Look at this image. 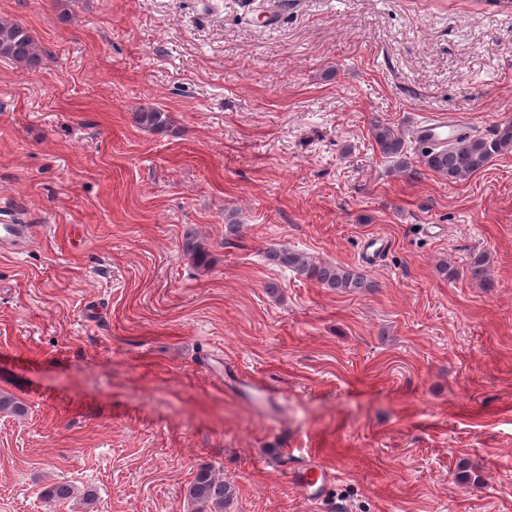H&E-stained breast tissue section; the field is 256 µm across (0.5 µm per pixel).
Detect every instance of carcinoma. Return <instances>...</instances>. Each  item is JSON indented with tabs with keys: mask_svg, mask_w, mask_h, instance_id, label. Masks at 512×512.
I'll return each instance as SVG.
<instances>
[{
	"mask_svg": "<svg viewBox=\"0 0 512 512\" xmlns=\"http://www.w3.org/2000/svg\"><path fill=\"white\" fill-rule=\"evenodd\" d=\"M39 56L37 42L22 24L0 20V58L16 64L33 65ZM135 121L151 131H161L171 125L168 113L157 108H146L136 113ZM371 136L379 152L394 162L395 170L410 177L420 175V171L425 169L457 182L484 169L495 156L512 153L511 121L496 125L485 136L464 132L446 141L443 146L424 144L416 162L407 156L403 138L387 124L373 121ZM182 250L196 265L204 266L210 261L209 253L191 231L184 235ZM266 258L271 264L289 268L303 279L328 291L355 293L372 287V282L362 273L317 261L286 246L269 249ZM0 413L22 416L26 414V408L14 395L0 391ZM40 497L62 503L77 497V492L72 485L57 482L45 487ZM235 497L234 486L224 482L207 466L198 468L186 489V498L195 506V512H226Z\"/></svg>",
	"mask_w": 512,
	"mask_h": 512,
	"instance_id": "carcinoma-1",
	"label": "carcinoma"
}]
</instances>
